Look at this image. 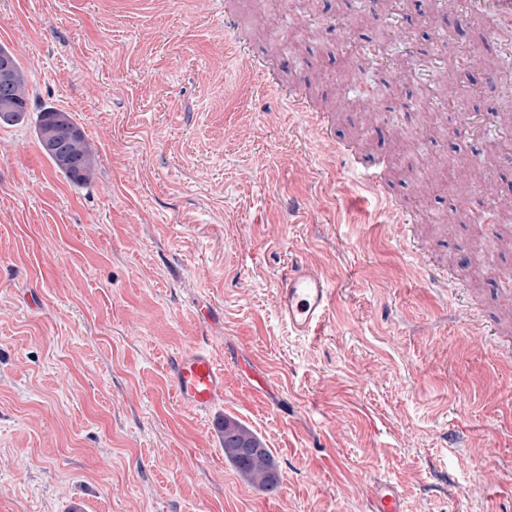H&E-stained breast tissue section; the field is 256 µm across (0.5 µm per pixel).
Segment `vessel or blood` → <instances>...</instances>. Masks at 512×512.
<instances>
[{
	"mask_svg": "<svg viewBox=\"0 0 512 512\" xmlns=\"http://www.w3.org/2000/svg\"><path fill=\"white\" fill-rule=\"evenodd\" d=\"M467 19L485 21L493 37L512 42V0H468ZM329 283L301 261H293L282 273L278 288V313L290 333L308 335L320 327L332 302ZM172 381L183 406L201 416L224 400V370L205 351L182 353L171 367ZM366 512H403L398 489L388 481L368 490Z\"/></svg>",
	"mask_w": 512,
	"mask_h": 512,
	"instance_id": "vessel-or-blood-1",
	"label": "vessel or blood"
}]
</instances>
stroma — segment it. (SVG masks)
I'll list each match as a JSON object with an SVG mask.
<instances>
[{
  "mask_svg": "<svg viewBox=\"0 0 512 512\" xmlns=\"http://www.w3.org/2000/svg\"><path fill=\"white\" fill-rule=\"evenodd\" d=\"M306 109L226 45L225 14ZM0 0V45L33 113L69 112L94 148L76 186L31 118L0 123V512H512V301L479 259L512 249L468 213L512 198L493 115L507 45L447 0ZM488 69L466 70L467 55ZM331 141L382 170L367 191ZM445 274L432 284L414 266ZM301 260L334 299L288 333L279 276ZM224 369L211 418L170 378L190 347ZM264 365L281 398L248 379ZM260 435L269 494L216 421ZM366 512H403L398 489L388 481L373 484L368 490Z\"/></svg>",
  "mask_w": 512,
  "mask_h": 512,
  "instance_id": "1",
  "label": "stroma"
}]
</instances>
